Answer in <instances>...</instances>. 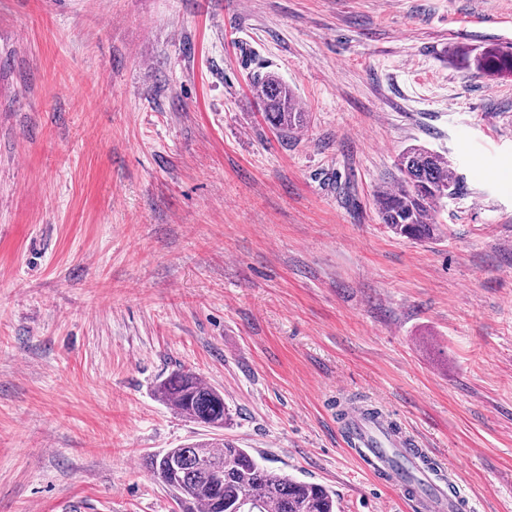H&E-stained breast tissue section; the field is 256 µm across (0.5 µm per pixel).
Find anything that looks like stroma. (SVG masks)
I'll use <instances>...</instances> for the list:
<instances>
[{
    "mask_svg": "<svg viewBox=\"0 0 512 512\" xmlns=\"http://www.w3.org/2000/svg\"><path fill=\"white\" fill-rule=\"evenodd\" d=\"M512 0H0V512H180L148 458L221 431L337 512H410L339 402L391 407L512 512ZM307 114L282 136L253 83ZM423 144L444 234L373 204ZM473 64L477 72L510 68L512 67V55L482 51L474 56ZM155 393L181 417L209 429H224L230 421L224 393L190 369L177 370L161 380Z\"/></svg>",
    "mask_w": 512,
    "mask_h": 512,
    "instance_id": "stroma-1",
    "label": "stroma"
}]
</instances>
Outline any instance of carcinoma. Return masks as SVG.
Wrapping results in <instances>:
<instances>
[{"instance_id":"cac0c4a2","label":"carcinoma","mask_w":512,"mask_h":512,"mask_svg":"<svg viewBox=\"0 0 512 512\" xmlns=\"http://www.w3.org/2000/svg\"><path fill=\"white\" fill-rule=\"evenodd\" d=\"M476 71L512 67V55L481 52ZM265 120L284 136L302 129L306 115L293 91L268 73L254 83ZM398 188L378 194L374 204L382 223L409 240H436V208L463 189L462 177L440 154L410 145L398 156ZM157 397L181 417L221 430L230 421L224 393L194 371L180 369L156 386ZM149 469L179 502L182 512H336V496L327 486L307 483L261 465L230 440H204L168 448L150 457Z\"/></svg>"}]
</instances>
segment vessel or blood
<instances>
[{
  "label": "vessel or blood",
  "mask_w": 512,
  "mask_h": 512,
  "mask_svg": "<svg viewBox=\"0 0 512 512\" xmlns=\"http://www.w3.org/2000/svg\"><path fill=\"white\" fill-rule=\"evenodd\" d=\"M341 414L364 471L396 487L414 512H467L468 501L455 482V463H434L428 449L398 426L389 408L349 404Z\"/></svg>",
  "instance_id": "obj_1"
}]
</instances>
